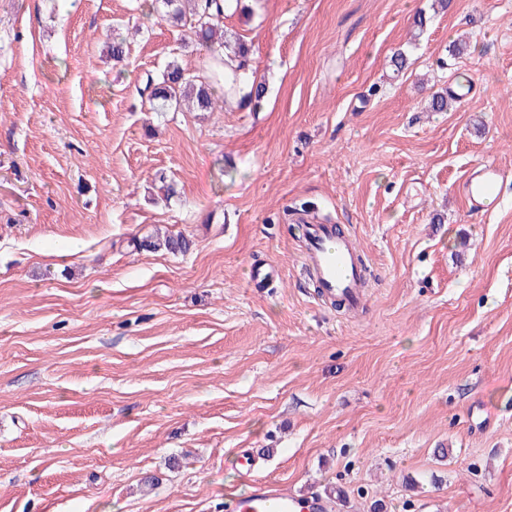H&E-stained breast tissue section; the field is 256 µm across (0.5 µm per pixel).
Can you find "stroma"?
<instances>
[{
  "mask_svg": "<svg viewBox=\"0 0 512 512\" xmlns=\"http://www.w3.org/2000/svg\"><path fill=\"white\" fill-rule=\"evenodd\" d=\"M429 4L250 0L224 29L260 105L159 115L147 74L208 69L183 28L0 0V512H224L269 478L336 512H512V0H449L411 43ZM458 72L470 97L428 111ZM481 164L489 212L460 193ZM303 207L362 251L358 311L307 276ZM159 229L190 253L137 249ZM504 180L497 167L483 164L474 168L465 182L470 209L474 211L492 207L501 198V183Z\"/></svg>",
  "mask_w": 512,
  "mask_h": 512,
  "instance_id": "35a3bbf8",
  "label": "stroma"
}]
</instances>
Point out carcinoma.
<instances>
[{"mask_svg":"<svg viewBox=\"0 0 512 512\" xmlns=\"http://www.w3.org/2000/svg\"><path fill=\"white\" fill-rule=\"evenodd\" d=\"M151 6L148 14L156 13L177 27H189L211 58V66L207 74L200 76L172 61L159 77L146 75L140 93L149 104V111L166 112L174 105L187 103L198 112H213L219 93L226 104L236 99L241 103L261 101L265 87L249 83L247 46L238 39L232 44L224 37V16L232 9L240 10L241 0H151ZM458 104V100L440 92L433 95L431 108L448 112ZM192 246L193 240L182 233L163 238L148 236L139 242L142 249L163 248L172 254H186Z\"/></svg>","mask_w":512,"mask_h":512,"instance_id":"1","label":"carcinoma"}]
</instances>
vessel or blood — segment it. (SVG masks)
Returning a JSON list of instances; mask_svg holds the SVG:
<instances>
[{
    "instance_id": "b4317fda",
    "label": "vessel or blood",
    "mask_w": 512,
    "mask_h": 512,
    "mask_svg": "<svg viewBox=\"0 0 512 512\" xmlns=\"http://www.w3.org/2000/svg\"><path fill=\"white\" fill-rule=\"evenodd\" d=\"M502 176L497 167L483 164L474 168L465 182L472 210L492 207L501 198ZM306 261L320 291L327 296L357 304L366 286L365 272L357 262L354 243L336 234L331 224H307L304 245ZM224 512H331L330 504L317 496H298L274 483L224 503Z\"/></svg>"
}]
</instances>
